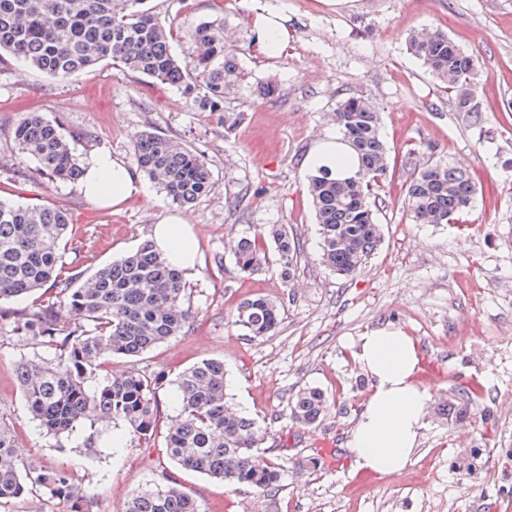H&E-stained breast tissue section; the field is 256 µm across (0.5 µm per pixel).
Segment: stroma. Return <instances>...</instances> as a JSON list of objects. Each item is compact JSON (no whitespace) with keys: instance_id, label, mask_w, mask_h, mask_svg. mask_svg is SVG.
I'll list each match as a JSON object with an SVG mask.
<instances>
[{"instance_id":"1","label":"stroma","mask_w":512,"mask_h":512,"mask_svg":"<svg viewBox=\"0 0 512 512\" xmlns=\"http://www.w3.org/2000/svg\"><path fill=\"white\" fill-rule=\"evenodd\" d=\"M146 5L171 24V46L181 56L187 32L213 16L210 0ZM223 7L224 39L239 52L243 80L220 112L200 110L180 89L121 74L107 62L63 80L24 63L0 69V198L67 208L78 245L65 252L67 265L89 276L172 213L191 224L199 243L187 278L190 323L157 348L112 360L114 371L163 377L149 444L120 424L104 429L91 448L79 432L44 434L26 413L15 370L53 351L0 333V416L17 423L19 455L71 472L85 512H123L134 491L169 477L200 512H512V0H224ZM259 7L285 20L289 41L281 56L258 48L252 16ZM436 27L477 58L478 116L456 111L407 46L409 35ZM267 85L273 94H264ZM353 95L377 106L393 155L437 157L470 171L478 189L465 223L415 224L402 198L410 172L395 167L379 190L383 241L361 273L341 279L321 261L308 159L335 134L337 101ZM28 112L83 131L75 145L81 159L98 150L130 159L135 135L157 131L202 153L214 187L188 206L154 186L120 210L97 205L78 182L56 180L18 153L11 130ZM237 115L241 123L225 138V117ZM19 171L27 177L20 193L13 188ZM259 224L291 227L300 248L291 278L246 277L235 268L237 241ZM253 294L281 302L282 315L273 336L248 342L229 319ZM381 328L411 336L419 355L445 375L425 387L428 412L411 463L364 488L348 448L372 391L357 351L361 336ZM206 358L223 360L237 411L268 429L262 452L280 458L283 469L271 494L184 469L166 453L165 434L179 412L176 379ZM471 385L483 394L473 415L449 417ZM305 387L322 389L335 405L321 424L287 429L288 400ZM471 448L478 451L471 471L456 469ZM311 456L317 468L307 467Z\"/></svg>"}]
</instances>
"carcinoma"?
<instances>
[{"instance_id":"obj_1","label":"carcinoma","mask_w":512,"mask_h":512,"mask_svg":"<svg viewBox=\"0 0 512 512\" xmlns=\"http://www.w3.org/2000/svg\"><path fill=\"white\" fill-rule=\"evenodd\" d=\"M144 0H0V65L21 59L39 73L64 79L111 61L121 71L180 88L192 103L224 111V93L241 77L237 49L224 44L220 18L198 23L189 33L190 53L179 60L170 51L169 31ZM409 48L452 95L455 110L478 114L469 101L476 91L477 60L440 30L409 38ZM332 121L340 140L357 157L356 168L336 177L326 169L311 174V197L323 263L349 279L368 264L381 242L376 222V191L390 168L381 134V113L364 96L336 104ZM17 149L32 156L42 172L60 180L78 176L71 143L86 133L65 134L59 123L31 113L13 127ZM132 165L172 202L191 204L213 182L205 156L154 130L135 137ZM402 165L412 169L404 204L416 224H451L469 208L474 179L429 159L420 165L408 153ZM71 215L58 206L19 205L0 200V300H31L29 307L4 323V330L27 336L55 350L52 360H25L17 383L29 415L48 433L59 435L87 427L84 445L96 443L99 427L123 422L139 441L149 442L157 428L156 393L162 377L132 371L113 373L115 355L136 356L179 335L191 319L183 274L150 240L97 269L81 284L62 261L73 243ZM235 265L246 276L276 268L287 277L298 252L284 224L256 229L237 242ZM66 301L83 313L84 322L58 321ZM277 301L254 295L235 307L232 326L248 341L272 336L280 324ZM179 418L165 436L166 451L179 466L246 486L265 495L282 478L281 464L255 460L267 429L239 414L225 393L224 362L203 359L177 382ZM331 408L317 387L298 390L288 401V419L300 427L320 424ZM15 422L0 418V508L29 493L71 503L82 512L76 485L63 469L47 470L24 462L15 452ZM124 512H198L191 496L176 486L156 484L135 491Z\"/></svg>"}]
</instances>
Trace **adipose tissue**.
<instances>
[{"mask_svg": "<svg viewBox=\"0 0 512 512\" xmlns=\"http://www.w3.org/2000/svg\"><path fill=\"white\" fill-rule=\"evenodd\" d=\"M253 26L262 53L277 57L285 52L288 29L278 15L258 12ZM83 165L80 188L86 198L99 205L117 207L148 192L130 165L111 153H91ZM152 239L184 274L194 273L198 241L180 216L169 215L155 224ZM357 356L372 378V393L351 433L349 448L361 468L378 473L402 471L419 444L428 408L425 390L414 382L416 346L402 331L380 329L363 337Z\"/></svg>", "mask_w": 512, "mask_h": 512, "instance_id": "adipose-tissue-1", "label": "adipose tissue"}]
</instances>
